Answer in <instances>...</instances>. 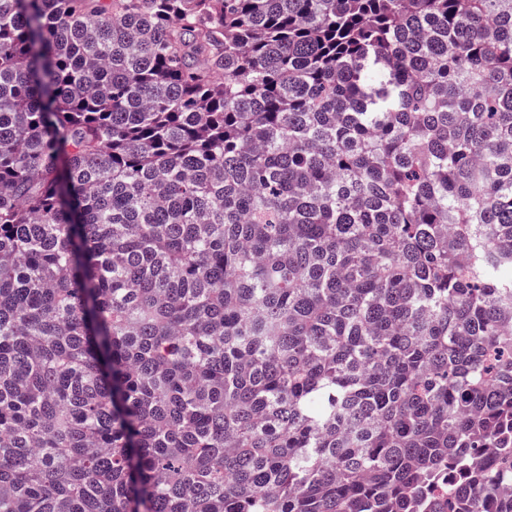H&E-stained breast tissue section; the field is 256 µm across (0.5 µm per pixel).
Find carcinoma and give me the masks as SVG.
Instances as JSON below:
<instances>
[{
    "mask_svg": "<svg viewBox=\"0 0 512 512\" xmlns=\"http://www.w3.org/2000/svg\"><path fill=\"white\" fill-rule=\"evenodd\" d=\"M512 0H0V512H512Z\"/></svg>",
    "mask_w": 512,
    "mask_h": 512,
    "instance_id": "1",
    "label": "carcinoma"
}]
</instances>
